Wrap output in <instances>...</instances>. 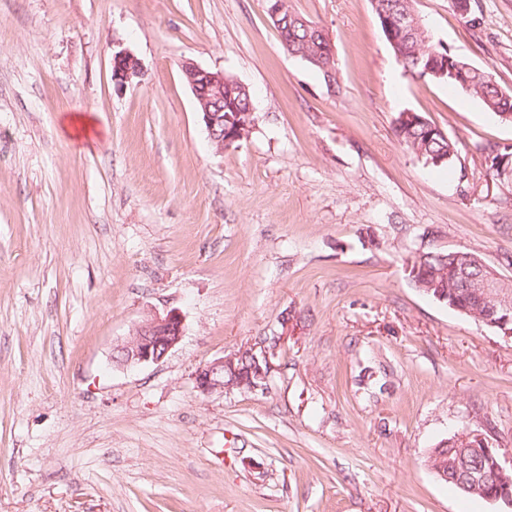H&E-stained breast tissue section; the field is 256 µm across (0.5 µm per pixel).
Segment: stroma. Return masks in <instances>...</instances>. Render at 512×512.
I'll return each instance as SVG.
<instances>
[{
	"instance_id": "stroma-1",
	"label": "stroma",
	"mask_w": 512,
	"mask_h": 512,
	"mask_svg": "<svg viewBox=\"0 0 512 512\" xmlns=\"http://www.w3.org/2000/svg\"><path fill=\"white\" fill-rule=\"evenodd\" d=\"M338 88L284 49L264 0H0V512H504L427 455L461 428L512 453V340L415 288L414 252L512 281V122L411 79L370 0H287ZM436 40L512 90V0H415ZM142 74L123 90L113 51ZM245 84L216 153L181 74ZM457 140L435 168L394 120ZM92 120L76 140L71 118ZM179 309L134 368L115 345ZM276 339L267 389L204 395V363ZM112 83L120 91L133 79L142 74L140 59L128 49H120L112 53ZM184 333V316L179 309L154 311L136 327L133 336L116 346L118 357L114 356L113 362L121 366L159 363L180 344Z\"/></svg>"
}]
</instances>
